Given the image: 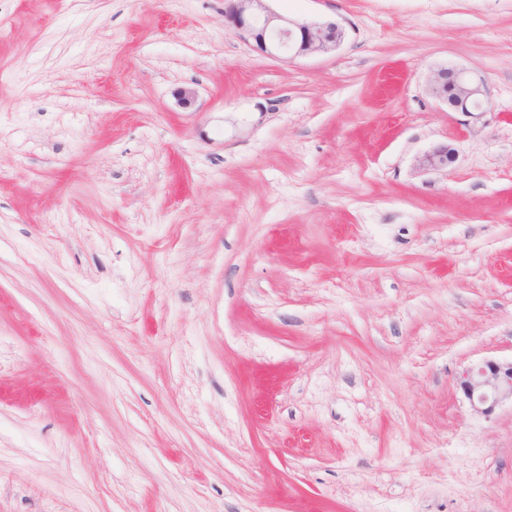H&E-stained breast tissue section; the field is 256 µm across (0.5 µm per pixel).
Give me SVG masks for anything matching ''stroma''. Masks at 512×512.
<instances>
[{"instance_id": "obj_1", "label": "stroma", "mask_w": 512, "mask_h": 512, "mask_svg": "<svg viewBox=\"0 0 512 512\" xmlns=\"http://www.w3.org/2000/svg\"><path fill=\"white\" fill-rule=\"evenodd\" d=\"M269 6L0 0V512H512V0ZM266 0H225L224 24L236 36L270 57L314 56L338 48L344 28L332 20L296 19L270 10ZM431 92L449 111L466 114L481 111L487 97L483 82L475 81L467 70L455 66H444L435 72ZM457 151L448 144H440L418 157L419 167L426 170H439L448 168L455 162ZM459 388L477 413L487 415L510 400L512 403V360H484L465 369Z\"/></svg>"}]
</instances>
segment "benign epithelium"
Returning a JSON list of instances; mask_svg holds the SVG:
<instances>
[{
  "instance_id": "7a95c632",
  "label": "benign epithelium",
  "mask_w": 512,
  "mask_h": 512,
  "mask_svg": "<svg viewBox=\"0 0 512 512\" xmlns=\"http://www.w3.org/2000/svg\"><path fill=\"white\" fill-rule=\"evenodd\" d=\"M224 24L236 36L255 42L259 52L270 57L314 56L338 48L345 30L337 22L290 18L270 10L265 0H224ZM433 96L450 112L471 114L483 109L487 90L469 72L455 66L439 68L431 85ZM457 151L440 144L418 157L419 167L439 170L455 162ZM459 388L474 411L487 415L512 401V361L485 360L465 369Z\"/></svg>"
}]
</instances>
